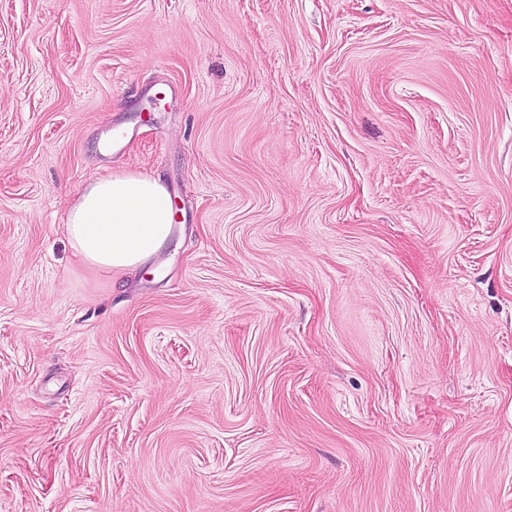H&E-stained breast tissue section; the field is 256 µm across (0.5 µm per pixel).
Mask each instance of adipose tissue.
I'll return each instance as SVG.
<instances>
[{"instance_id": "ef3b65f1", "label": "adipose tissue", "mask_w": 512, "mask_h": 512, "mask_svg": "<svg viewBox=\"0 0 512 512\" xmlns=\"http://www.w3.org/2000/svg\"><path fill=\"white\" fill-rule=\"evenodd\" d=\"M173 220L172 198L161 177L124 170L79 190L66 231L87 270L120 275L147 264L169 242Z\"/></svg>"}]
</instances>
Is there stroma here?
I'll return each mask as SVG.
<instances>
[{
  "instance_id": "1",
  "label": "stroma",
  "mask_w": 512,
  "mask_h": 512,
  "mask_svg": "<svg viewBox=\"0 0 512 512\" xmlns=\"http://www.w3.org/2000/svg\"><path fill=\"white\" fill-rule=\"evenodd\" d=\"M0 512H512V0H0ZM173 220L162 178L124 170L79 190L68 209L66 231L87 270L120 275L147 264L169 242Z\"/></svg>"
}]
</instances>
